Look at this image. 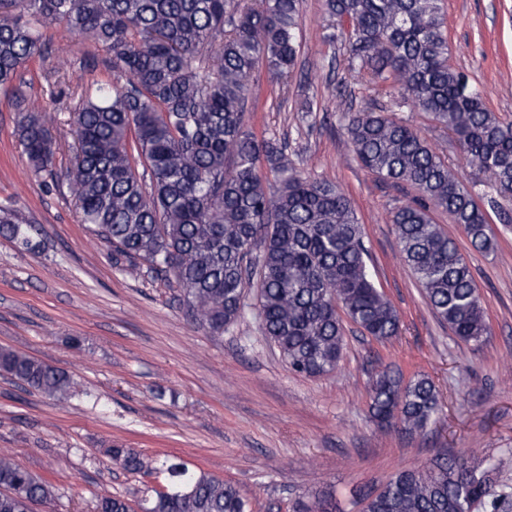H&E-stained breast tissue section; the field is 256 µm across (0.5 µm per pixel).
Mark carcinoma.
Returning a JSON list of instances; mask_svg holds the SVG:
<instances>
[{"label":"carcinoma","mask_w":512,"mask_h":512,"mask_svg":"<svg viewBox=\"0 0 512 512\" xmlns=\"http://www.w3.org/2000/svg\"><path fill=\"white\" fill-rule=\"evenodd\" d=\"M0 87H13L15 135L31 174L67 181L81 223L112 247L116 261L148 268L176 285L188 316L220 337L250 311L246 288H260L256 319L291 371L318 377L337 369L343 318L386 342L401 334L351 198L336 183L298 170L277 137L257 140L245 103L263 63L283 91L300 51V0H0ZM347 51L348 70L366 91L343 115L345 143L378 179L410 186L412 200L392 212L400 253L435 317L458 340H486L481 297L457 242L432 217L443 209L479 252L494 248L486 213L427 138L390 114L409 106L452 133L486 174L503 224L512 214V122L485 105L483 92L450 62L443 0H324ZM53 26L101 46L112 81L93 83L71 118L74 165L56 171L51 121L26 106L13 86L48 50ZM384 88L391 107L371 93ZM150 170L149 179L137 166ZM0 234L34 251L31 226L0 207ZM0 375L60 402L70 376L0 347ZM371 413L380 425L424 433L439 414V391L424 374L405 379L387 366L372 378ZM124 471L150 472L164 492L142 505L154 512H249L231 484L168 457L109 449ZM509 455L474 462L464 452L437 455L394 474L365 497V512H512V490L492 494L491 476ZM55 487L0 456V512H33ZM96 512H130L119 495ZM295 512H336L329 496Z\"/></svg>","instance_id":"1"}]
</instances>
